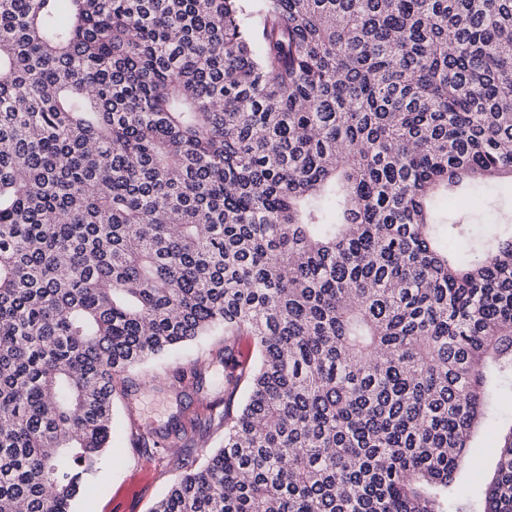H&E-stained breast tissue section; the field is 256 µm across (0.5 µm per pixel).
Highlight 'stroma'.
Instances as JSON below:
<instances>
[{
    "mask_svg": "<svg viewBox=\"0 0 512 512\" xmlns=\"http://www.w3.org/2000/svg\"><path fill=\"white\" fill-rule=\"evenodd\" d=\"M485 207L477 219L478 232L488 225L512 222V181L483 185L479 192ZM224 345L223 331L200 338L166 356L147 361L125 374V393L116 400L111 448L102 458L94 482L80 498L76 512H152L156 502L183 473L202 465L224 443V378L227 370L216 352ZM201 366L202 389L191 383L172 385L169 377L179 368ZM152 382L149 399L161 402L155 428L182 425L179 440L145 450L136 447L139 432L132 420L133 403L141 382ZM500 416L477 431L458 471L461 504L480 500L490 481L498 452L512 429V388L498 391Z\"/></svg>",
    "mask_w": 512,
    "mask_h": 512,
    "instance_id": "1",
    "label": "stroma"
}]
</instances>
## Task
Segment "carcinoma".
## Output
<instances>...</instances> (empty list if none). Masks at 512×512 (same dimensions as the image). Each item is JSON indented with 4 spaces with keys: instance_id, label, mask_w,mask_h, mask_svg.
Returning a JSON list of instances; mask_svg holds the SVG:
<instances>
[{
    "instance_id": "carcinoma-1",
    "label": "carcinoma",
    "mask_w": 512,
    "mask_h": 512,
    "mask_svg": "<svg viewBox=\"0 0 512 512\" xmlns=\"http://www.w3.org/2000/svg\"><path fill=\"white\" fill-rule=\"evenodd\" d=\"M501 177L512 0H0V512H74L117 379L219 328L224 446L153 512H448L512 224L437 201Z\"/></svg>"
}]
</instances>
